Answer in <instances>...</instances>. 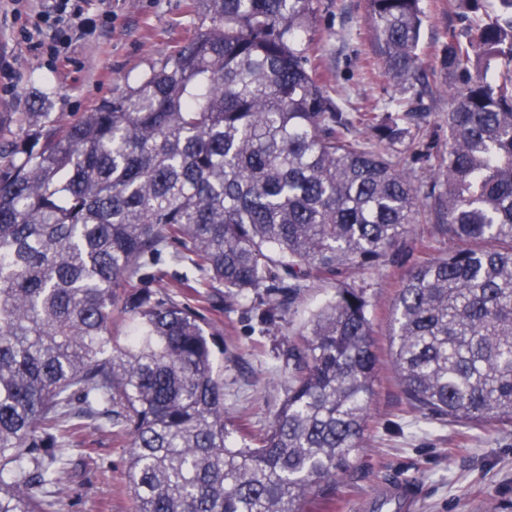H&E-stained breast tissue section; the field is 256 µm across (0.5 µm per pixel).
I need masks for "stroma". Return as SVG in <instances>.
<instances>
[{
	"instance_id": "obj_1",
	"label": "stroma",
	"mask_w": 512,
	"mask_h": 512,
	"mask_svg": "<svg viewBox=\"0 0 512 512\" xmlns=\"http://www.w3.org/2000/svg\"><path fill=\"white\" fill-rule=\"evenodd\" d=\"M53 0H0V107L9 112H49L72 120L102 99L135 84L150 67L190 37L199 19L189 0H71L76 26L57 53L58 42L45 15ZM421 45L426 80L448 85L439 59L449 27L460 21L448 0H423ZM320 42L314 63L329 92L360 110H382L400 98L396 83L374 70L373 29L368 0H321ZM432 254L447 253V236L435 225H413L376 269L354 274L350 284L366 289L376 346L382 360L373 419L358 464L336 485V497H314L305 512H350L359 499L382 491L393 479L415 483L416 512H512V426L478 429L412 410L391 371L389 328L396 291L422 259L420 240ZM335 292L333 285L307 289L295 307L262 326L257 302L224 300L214 321L221 331L213 347L214 366L224 376V411L229 439L248 423L267 430L288 380L282 354L312 311ZM88 446L68 449L64 492L57 512H132L124 486L126 448L103 431L89 430Z\"/></svg>"
}]
</instances>
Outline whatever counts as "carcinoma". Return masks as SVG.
Here are the masks:
<instances>
[{
    "mask_svg": "<svg viewBox=\"0 0 512 512\" xmlns=\"http://www.w3.org/2000/svg\"><path fill=\"white\" fill-rule=\"evenodd\" d=\"M191 2L194 36L93 111L0 115V512H54L62 450L91 424L128 449L133 512H303L331 496L377 380L370 300L347 279L413 224L453 246L396 297L401 391L418 412L512 424V0L448 2L473 24L448 28L446 88L419 77L421 0H368L402 94L379 113L348 111L311 66L320 0ZM445 92L434 157L418 103ZM166 254L192 271L181 299L144 285ZM317 283L335 293L288 345L268 430L228 447L205 311L253 297L266 323Z\"/></svg>",
    "mask_w": 512,
    "mask_h": 512,
    "instance_id": "carcinoma-1",
    "label": "carcinoma"
}]
</instances>
